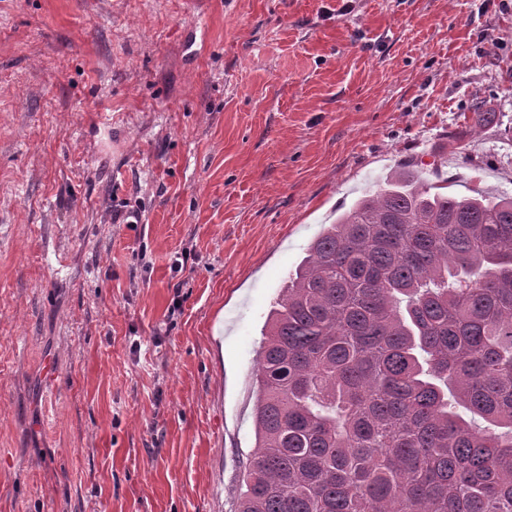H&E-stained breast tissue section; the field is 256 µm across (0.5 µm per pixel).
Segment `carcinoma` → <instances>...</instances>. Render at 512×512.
I'll return each mask as SVG.
<instances>
[{
  "label": "carcinoma",
  "instance_id": "cac0c4a2",
  "mask_svg": "<svg viewBox=\"0 0 512 512\" xmlns=\"http://www.w3.org/2000/svg\"><path fill=\"white\" fill-rule=\"evenodd\" d=\"M237 512H512V197L395 172L262 332Z\"/></svg>",
  "mask_w": 512,
  "mask_h": 512
}]
</instances>
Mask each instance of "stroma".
I'll return each mask as SVG.
<instances>
[{"mask_svg": "<svg viewBox=\"0 0 512 512\" xmlns=\"http://www.w3.org/2000/svg\"><path fill=\"white\" fill-rule=\"evenodd\" d=\"M405 163L512 196V0H0V512H236L265 320Z\"/></svg>", "mask_w": 512, "mask_h": 512, "instance_id": "1", "label": "stroma"}]
</instances>
